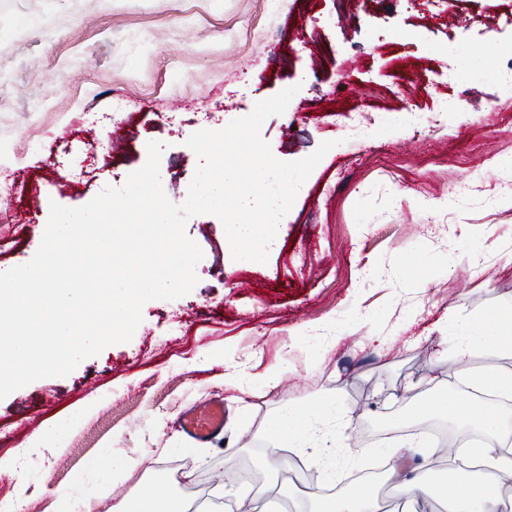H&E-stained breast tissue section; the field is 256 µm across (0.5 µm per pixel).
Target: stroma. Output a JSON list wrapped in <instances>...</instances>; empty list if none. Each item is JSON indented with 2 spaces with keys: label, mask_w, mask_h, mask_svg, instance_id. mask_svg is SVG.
Here are the masks:
<instances>
[{
  "label": "stroma",
  "mask_w": 512,
  "mask_h": 512,
  "mask_svg": "<svg viewBox=\"0 0 512 512\" xmlns=\"http://www.w3.org/2000/svg\"><path fill=\"white\" fill-rule=\"evenodd\" d=\"M490 38L500 47L490 71L439 79L449 49ZM511 67L512 0H356L346 11L337 0H0V268L34 256L50 202L80 207L123 186L149 142L163 146L167 198L184 203L198 166L187 139L285 88L297 89L285 113L260 130L278 160L358 136L309 175L266 262L233 259L222 222L191 216L186 233L203 257L190 293L147 302L130 342L0 400V458L28 456L0 502L54 512L104 449L135 466L91 486L95 512L159 477L185 501L265 512H316L310 473L342 498V481L370 464L377 486L389 484L392 460L430 481L467 479L436 465L429 439H378L371 426L469 373L512 369L490 355L457 362L428 337L449 312L512 304V207L491 165L512 155ZM451 97L462 111H442ZM400 111L417 120L395 133ZM228 362L280 377L242 396L224 383ZM322 396L333 407L320 429L344 425V439L262 449L252 493L239 479L244 451ZM212 399L224 402L222 443L173 430L177 413ZM73 414L65 449L27 448Z\"/></svg>",
  "instance_id": "obj_1"
}]
</instances>
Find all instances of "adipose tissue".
<instances>
[{
	"label": "adipose tissue",
	"mask_w": 512,
	"mask_h": 512,
	"mask_svg": "<svg viewBox=\"0 0 512 512\" xmlns=\"http://www.w3.org/2000/svg\"><path fill=\"white\" fill-rule=\"evenodd\" d=\"M438 343L450 349L459 360L477 354H495L512 358V305H505L478 315H449L438 329ZM466 383L474 390L470 396H432L423 400L420 414L444 415L462 424H472L494 435L491 443L477 446L474 454L487 461L494 477L483 482H456L451 495L450 512H498L500 499L498 474L512 475V419L488 408L476 399V392H492L512 399V370L470 374ZM331 398L307 399L271 428V447L296 445L310 430V419L326 413ZM117 512H187L183 501L163 491L159 484L147 483L137 488L118 506Z\"/></svg>",
	"instance_id": "obj_1"
}]
</instances>
